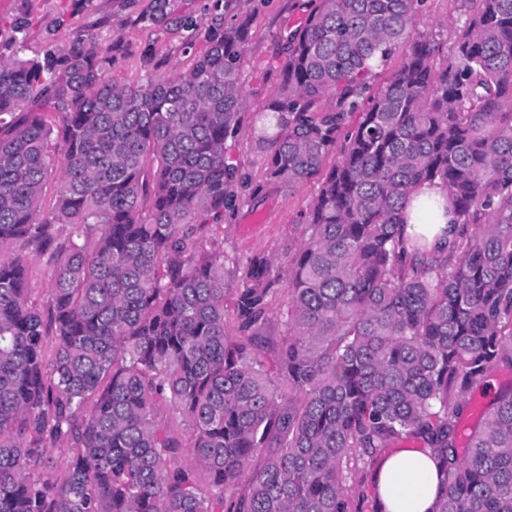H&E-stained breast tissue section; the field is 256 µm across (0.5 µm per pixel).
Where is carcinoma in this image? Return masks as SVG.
Here are the masks:
<instances>
[{"label": "carcinoma", "instance_id": "obj_1", "mask_svg": "<svg viewBox=\"0 0 512 512\" xmlns=\"http://www.w3.org/2000/svg\"><path fill=\"white\" fill-rule=\"evenodd\" d=\"M475 2L439 62L426 0H319L260 112L258 183L231 155L250 20L212 19L190 70L137 85L110 41L0 54V250L54 266L41 308L0 255V512H349L358 466L406 439L444 474L436 512H512V383L457 450L473 392L512 370V0ZM319 174L293 260L255 255L228 288L213 229L239 191ZM425 182L447 253L408 223ZM445 196V192L442 189L441 186L435 184V183H424L421 186H419L414 194H413V200H412V207L408 208V211L410 212V224H434L433 228L431 229V232L429 234L430 240H433V237L435 235H439L442 237V244H446L448 246V249L451 247V243L453 240L452 232L447 234V237L443 236V229L446 224H451L452 216L448 215L445 216L443 213V210H439L435 216L434 219H432L430 222H420L417 220V207L420 203L426 202V201H440L443 202Z\"/></svg>", "mask_w": 512, "mask_h": 512}]
</instances>
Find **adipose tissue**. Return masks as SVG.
<instances>
[{"label": "adipose tissue", "mask_w": 512, "mask_h": 512, "mask_svg": "<svg viewBox=\"0 0 512 512\" xmlns=\"http://www.w3.org/2000/svg\"><path fill=\"white\" fill-rule=\"evenodd\" d=\"M442 493L431 450L402 448L378 466L371 495L378 512H434Z\"/></svg>", "instance_id": "adipose-tissue-1"}]
</instances>
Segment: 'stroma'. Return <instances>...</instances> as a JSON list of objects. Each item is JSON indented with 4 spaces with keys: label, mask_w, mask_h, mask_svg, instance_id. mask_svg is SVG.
I'll return each mask as SVG.
<instances>
[{
    "label": "stroma",
    "mask_w": 512,
    "mask_h": 512,
    "mask_svg": "<svg viewBox=\"0 0 512 512\" xmlns=\"http://www.w3.org/2000/svg\"><path fill=\"white\" fill-rule=\"evenodd\" d=\"M313 6V0H0V53H8L19 26L25 29L22 54L27 58L80 38L110 40L120 49L113 75L135 84L172 70L188 71L206 47L201 25L213 14H222L228 24L247 17L251 28L241 80L253 119L279 88L285 35ZM466 10L464 0H427L419 27L437 40L443 54H450ZM318 187L315 179L290 191L273 186L261 205L240 204L224 226L230 285H237L238 275L254 255L292 260L302 237L299 214ZM14 251L29 261L31 301L46 305L52 264L23 244H15Z\"/></svg>",
    "instance_id": "obj_1"
}]
</instances>
